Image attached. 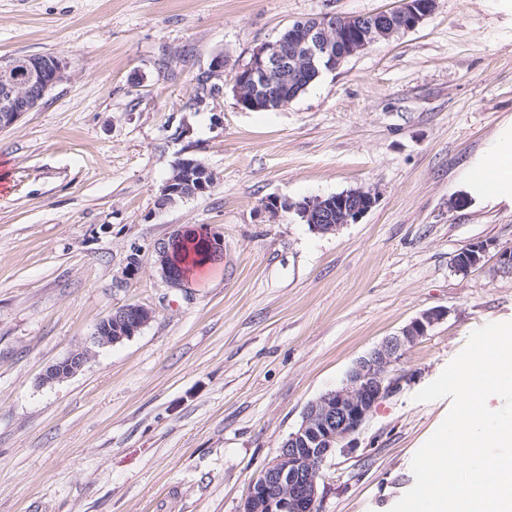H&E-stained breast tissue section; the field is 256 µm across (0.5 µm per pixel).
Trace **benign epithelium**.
Segmentation results:
<instances>
[{
    "mask_svg": "<svg viewBox=\"0 0 512 512\" xmlns=\"http://www.w3.org/2000/svg\"><path fill=\"white\" fill-rule=\"evenodd\" d=\"M437 0H399L391 11L369 15L324 14L295 22L278 39L255 48L250 59L237 66L231 78L233 92L245 109L262 104L281 108L296 99L302 81L289 75L319 76L344 59L388 40L402 31L419 26L436 7ZM206 93L223 91L224 58L218 57L203 72ZM64 77L59 59L48 55H20L0 59V129L12 126L38 106L45 94ZM213 177L201 162L185 159L177 164L161 189L159 204L194 197L206 192ZM375 197L353 189L328 197L308 198L289 203L278 198L266 201L265 208L294 209L311 230L326 234L345 224L357 222L375 205ZM488 246L475 244L461 251L467 269L478 265ZM156 264L173 286L181 280L174 275L172 253L167 245L156 249ZM447 311L422 313L401 334L386 338L378 347L359 358L343 385L311 402L299 428L282 442L277 455L261 473L258 485L251 486L241 512H318L321 496L318 477L326 461L336 453L354 449L355 435L365 423L373 405L400 389L410 376L397 373L406 351L427 335ZM152 318L140 305H125L112 312L96 327L90 344L79 346L47 368L45 384L70 378L87 363L95 346H109L135 335Z\"/></svg>",
    "mask_w": 512,
    "mask_h": 512,
    "instance_id": "obj_1",
    "label": "benign epithelium"
}]
</instances>
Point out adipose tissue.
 <instances>
[{"label": "adipose tissue", "instance_id": "obj_1", "mask_svg": "<svg viewBox=\"0 0 512 512\" xmlns=\"http://www.w3.org/2000/svg\"><path fill=\"white\" fill-rule=\"evenodd\" d=\"M464 179L477 198L512 203V123L466 168Z\"/></svg>", "mask_w": 512, "mask_h": 512}]
</instances>
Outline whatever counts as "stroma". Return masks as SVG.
<instances>
[{"instance_id": "stroma-1", "label": "stroma", "mask_w": 512, "mask_h": 512, "mask_svg": "<svg viewBox=\"0 0 512 512\" xmlns=\"http://www.w3.org/2000/svg\"><path fill=\"white\" fill-rule=\"evenodd\" d=\"M395 4L0 0V56L65 68L0 130V512H240L306 406L442 308L399 365L410 382L374 405L351 453L325 463L319 512H389L413 486L412 458L451 407L415 394L473 331L512 321V276L493 271L495 251L512 249V207L478 204L463 182L512 119V12L437 0L415 30L275 111L243 108L229 87L194 100L216 57L229 75L296 21ZM187 158L213 187L159 206ZM350 189L376 204L332 234L262 208ZM202 226L222 237L207 277L170 287L157 244ZM479 241L490 254L457 270ZM128 304L150 322L41 384ZM92 353L93 349L89 344L78 346L47 368L42 377L43 384H53L72 377L83 368Z\"/></svg>"}]
</instances>
